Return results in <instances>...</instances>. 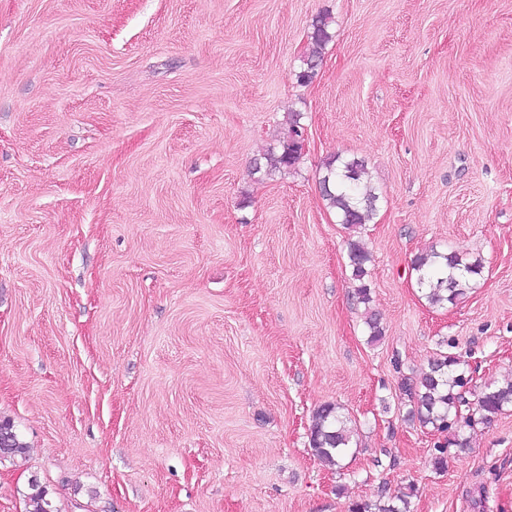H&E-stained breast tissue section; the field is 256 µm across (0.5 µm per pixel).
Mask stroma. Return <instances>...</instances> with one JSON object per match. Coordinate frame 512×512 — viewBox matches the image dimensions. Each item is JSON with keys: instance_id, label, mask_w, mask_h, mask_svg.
Masks as SVG:
<instances>
[{"instance_id": "stroma-1", "label": "stroma", "mask_w": 512, "mask_h": 512, "mask_svg": "<svg viewBox=\"0 0 512 512\" xmlns=\"http://www.w3.org/2000/svg\"><path fill=\"white\" fill-rule=\"evenodd\" d=\"M292 112L299 164L253 173ZM333 155L379 193L353 232ZM434 248L483 264L441 308L411 269ZM441 352L471 403L512 374V0H0V417L29 446L0 512L33 477L57 512H512V407L458 422L442 471L408 418L401 378ZM330 34L327 31V22L323 17H318L316 19L315 24H313V31L311 32L309 38V48L307 52L306 61V69L300 71L297 75V81L300 84L309 83L312 78L316 74V68L319 62L322 60V54L325 49L326 44L330 39ZM367 175L366 165L358 159L333 156L324 163L319 181L322 198L336 211L340 224L351 231L367 224L376 211L379 196ZM348 245L347 257L349 266L352 268L351 277L357 283L355 292L359 302L366 305L371 301V289L366 279L369 273L367 266L371 262V255L358 240L351 239ZM353 431L340 407L321 405L314 413L310 427V447L314 455L330 468L340 469L352 449Z\"/></svg>"}]
</instances>
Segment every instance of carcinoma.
<instances>
[{"mask_svg":"<svg viewBox=\"0 0 512 512\" xmlns=\"http://www.w3.org/2000/svg\"><path fill=\"white\" fill-rule=\"evenodd\" d=\"M330 39L327 22L316 19L310 34L306 56V69L297 75L301 84L309 83L316 74L323 51ZM303 137L300 115L288 116V133L279 144L264 154L265 163L257 165L254 171L267 173L291 169L301 159L299 142ZM322 198L328 208L336 211L339 222L348 230L368 223L376 211L378 194L368 179L366 165L361 160H343L338 156L324 163L320 178ZM348 261L352 268L351 277L356 282L355 292L359 302L371 301L368 284V263L370 252L358 240H350ZM412 270L417 274L423 297L433 307L454 304L472 288L481 275L482 262L479 259L466 261L454 252L444 253L432 250L417 256L412 262ZM365 325L368 338L376 342L383 330L378 314L367 310ZM466 385L463 362L453 353H440L428 363V368L419 377H404L400 388L412 403L409 415L423 427L444 433L452 426V421L461 417V407L466 400L461 389ZM512 406V377L502 381L487 383L477 395L479 420L489 422ZM352 429L340 407L333 403L321 405L314 413L310 427V447L314 455L325 465L340 468L343 460L352 449ZM28 445L8 418H0V461L15 462L26 457ZM49 492L38 478L29 479L25 494V512H57Z\"/></svg>","mask_w":512,"mask_h":512,"instance_id":"obj_1","label":"carcinoma"}]
</instances>
